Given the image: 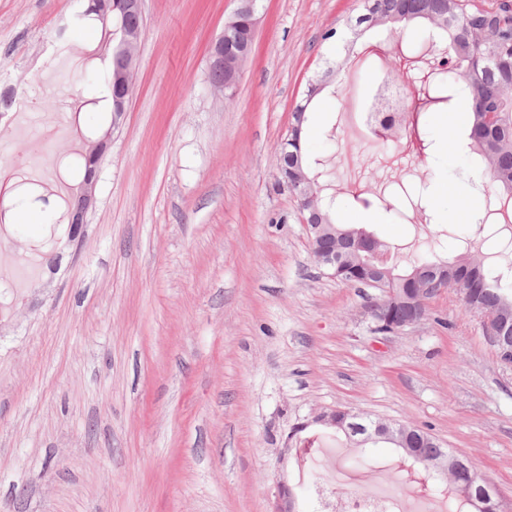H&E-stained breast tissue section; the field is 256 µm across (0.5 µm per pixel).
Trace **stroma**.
Wrapping results in <instances>:
<instances>
[{
	"instance_id": "stroma-1",
	"label": "stroma",
	"mask_w": 512,
	"mask_h": 512,
	"mask_svg": "<svg viewBox=\"0 0 512 512\" xmlns=\"http://www.w3.org/2000/svg\"><path fill=\"white\" fill-rule=\"evenodd\" d=\"M238 0H142L133 93L120 127L107 102L115 27L87 0H0V80L31 86L33 111L0 126V168L25 161L56 184L53 154L110 134L79 240L53 208L14 216L0 196V275L46 251L53 274L0 288V512H295L309 488L423 497L387 468L388 444L354 448L315 415L347 410L430 433L466 456L512 512V366L455 293L424 319L375 331L379 292L315 260L278 151L309 82L334 70L306 112V160H329L335 220L385 241L396 271L416 255L455 259L482 243L467 211L498 189L467 146L469 92L431 104V58L403 56L431 34H352L363 0H259L252 56L232 91L209 79L211 45ZM71 51L53 58L59 16ZM409 106L400 136L359 123L388 73ZM422 207L398 203V185ZM307 423L310 448L293 430Z\"/></svg>"
}]
</instances>
